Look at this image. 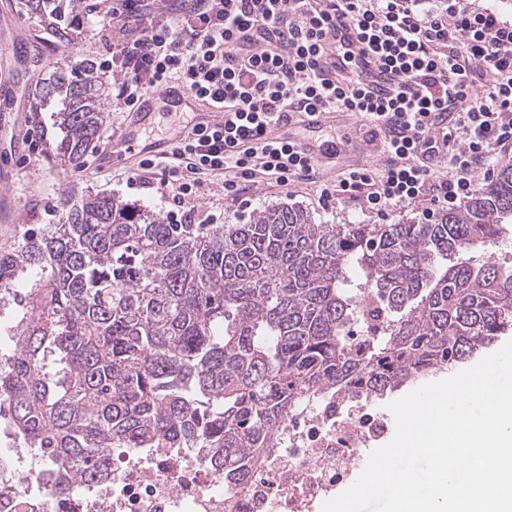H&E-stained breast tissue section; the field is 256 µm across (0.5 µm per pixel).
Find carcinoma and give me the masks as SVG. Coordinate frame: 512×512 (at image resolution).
Wrapping results in <instances>:
<instances>
[{
	"mask_svg": "<svg viewBox=\"0 0 512 512\" xmlns=\"http://www.w3.org/2000/svg\"><path fill=\"white\" fill-rule=\"evenodd\" d=\"M22 4L50 36L81 9ZM103 92L88 60L35 86L30 111L50 113L59 164L96 140ZM67 206L0 255V301L23 310L0 403L60 493L104 477L114 448H193L236 489L301 400H382L512 334V272L457 260L512 224V159L426 223L318 224L285 203L244 224H169L91 193ZM366 288L385 328L355 352Z\"/></svg>",
	"mask_w": 512,
	"mask_h": 512,
	"instance_id": "cac0c4a2",
	"label": "carcinoma"
}]
</instances>
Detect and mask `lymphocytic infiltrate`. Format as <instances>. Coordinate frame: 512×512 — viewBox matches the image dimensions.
<instances>
[{"label":"lymphocytic infiltrate","instance_id":"lymphocytic-infiltrate-1","mask_svg":"<svg viewBox=\"0 0 512 512\" xmlns=\"http://www.w3.org/2000/svg\"><path fill=\"white\" fill-rule=\"evenodd\" d=\"M145 14L139 37L102 60L118 69L115 100L135 111L144 95L179 84L221 108L223 123L178 143L170 155L142 160L175 209L206 178L223 177L238 199L252 185L286 186L310 176L315 160L302 144L274 136L287 107L360 115L380 140L381 166L342 170L321 188L388 220L428 197L423 213L455 207L477 188L476 172L494 173V157L512 148V22L469 0L422 9L421 0H118L103 26ZM347 27L361 55L334 44ZM374 68L386 84L371 91L355 73L332 80V55Z\"/></svg>","mask_w":512,"mask_h":512}]
</instances>
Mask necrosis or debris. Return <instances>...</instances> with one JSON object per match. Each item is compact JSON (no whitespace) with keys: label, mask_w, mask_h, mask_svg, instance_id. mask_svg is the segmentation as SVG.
<instances>
[{"label":"necrosis or debris","mask_w":512,"mask_h":512,"mask_svg":"<svg viewBox=\"0 0 512 512\" xmlns=\"http://www.w3.org/2000/svg\"><path fill=\"white\" fill-rule=\"evenodd\" d=\"M387 432L369 399L331 394L289 415L244 489L225 488L222 470L194 449L148 448L111 455L106 478L59 496L8 425L0 428V512H312L351 481L361 450Z\"/></svg>","instance_id":"4bbe7bcc"}]
</instances>
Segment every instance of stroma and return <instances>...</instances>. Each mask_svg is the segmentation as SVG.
<instances>
[{
    "mask_svg": "<svg viewBox=\"0 0 512 512\" xmlns=\"http://www.w3.org/2000/svg\"><path fill=\"white\" fill-rule=\"evenodd\" d=\"M111 10L112 0H89L87 11L77 20V39L45 42L34 19L20 10L17 0H0V29H7L13 38L10 46L0 48V72L9 83L6 93H0V253L15 248L32 227L57 223L64 200L89 191L118 196L162 216L171 208L170 198L146 187L149 175L138 162L104 161L111 137L130 120L114 98L105 100L106 120L92 150L80 162L67 166L50 157L43 144V130L35 126L28 112L29 90L40 75L52 71L61 60L97 63L107 48L136 38L140 23L133 19L121 30L104 31L97 26V18ZM37 44L42 45L45 55L35 65L23 59L19 49ZM289 135L315 145L335 138L342 141L349 163L372 167L382 163L379 144L371 141L364 120L357 115L350 116L348 122L329 123L314 130L295 126ZM336 176V171L320 167L313 179H297L284 187L260 183L234 201L225 198L222 181L214 179L206 182L184 208L198 224H240L258 210L283 203L308 211L321 224L370 223V216L353 203L321 199V183L335 181Z\"/></svg>",
    "mask_w": 512,
    "mask_h": 512,
    "instance_id": "obj_1",
    "label": "stroma"
}]
</instances>
